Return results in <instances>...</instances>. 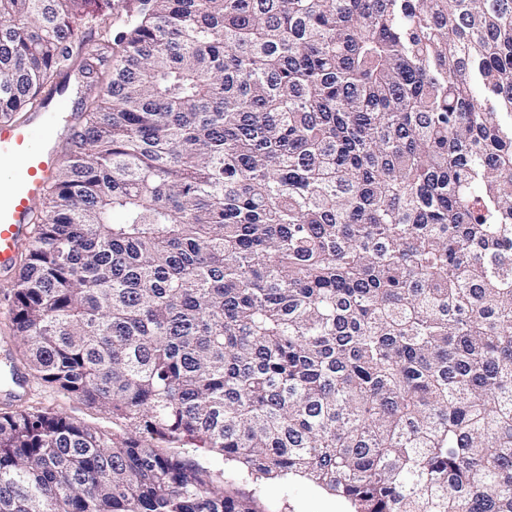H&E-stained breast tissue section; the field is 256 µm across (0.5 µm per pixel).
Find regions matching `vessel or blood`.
Returning a JSON list of instances; mask_svg holds the SVG:
<instances>
[{"instance_id": "1", "label": "vessel or blood", "mask_w": 512, "mask_h": 512, "mask_svg": "<svg viewBox=\"0 0 512 512\" xmlns=\"http://www.w3.org/2000/svg\"><path fill=\"white\" fill-rule=\"evenodd\" d=\"M65 94L47 95L42 110L23 122L0 121V161H16L22 171L0 175V274L13 269L30 220L31 206L60 162L53 140L40 139L39 130L62 118Z\"/></svg>"}]
</instances>
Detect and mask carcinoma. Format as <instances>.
I'll return each mask as SVG.
<instances>
[{
    "label": "carcinoma",
    "mask_w": 512,
    "mask_h": 512,
    "mask_svg": "<svg viewBox=\"0 0 512 512\" xmlns=\"http://www.w3.org/2000/svg\"><path fill=\"white\" fill-rule=\"evenodd\" d=\"M99 92L12 293L0 512H512V0H0V117ZM81 55L77 53L76 50H74L73 57L70 61V68L75 70V74L78 78V92L76 95L74 110L75 112L83 111V107L85 103L93 98L97 93V87L95 85V82H93L92 78L87 77L88 75L82 72L81 70ZM81 74L84 76L82 77ZM17 366L26 371L28 383L24 388L12 384L11 382L2 386L0 394L6 392H18L23 395L21 402L16 404L33 405L42 409H49L63 413L75 420L83 422L92 427L112 430V416L98 408L90 407L83 401L63 394L52 387H48L33 377L29 371L18 361ZM189 457L206 468L215 478L224 480L231 490L242 496L253 497L261 512H346L344 501L317 487L302 477L288 482L278 479L253 482L237 468L220 458L198 450Z\"/></svg>",
    "instance_id": "cac0c4a2"
}]
</instances>
